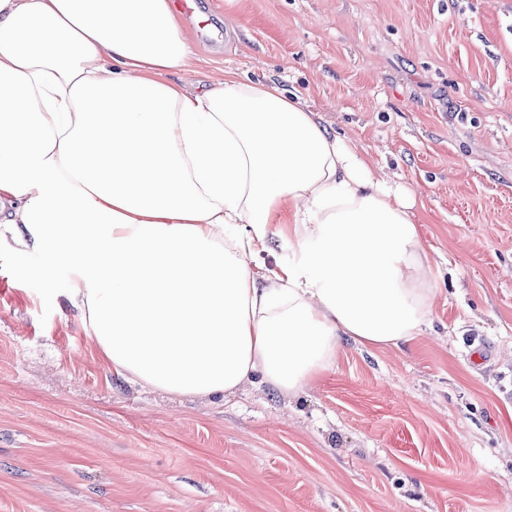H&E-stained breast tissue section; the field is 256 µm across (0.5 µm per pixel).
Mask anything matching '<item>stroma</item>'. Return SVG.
Returning <instances> with one entry per match:
<instances>
[{
	"instance_id": "obj_1",
	"label": "stroma",
	"mask_w": 512,
	"mask_h": 512,
	"mask_svg": "<svg viewBox=\"0 0 512 512\" xmlns=\"http://www.w3.org/2000/svg\"><path fill=\"white\" fill-rule=\"evenodd\" d=\"M182 22L174 82H276L412 192L431 323L344 341L294 396L169 394L101 363L50 255L1 250L0 512H512V0H200Z\"/></svg>"
}]
</instances>
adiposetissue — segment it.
<instances>
[{
	"label": "adipose tissue",
	"mask_w": 512,
	"mask_h": 512,
	"mask_svg": "<svg viewBox=\"0 0 512 512\" xmlns=\"http://www.w3.org/2000/svg\"><path fill=\"white\" fill-rule=\"evenodd\" d=\"M177 14L0 0V250L50 252L103 360L168 393L256 374L295 395L343 340L420 335L411 193L276 84L170 82L191 57Z\"/></svg>",
	"instance_id": "ef3b65f1"
}]
</instances>
